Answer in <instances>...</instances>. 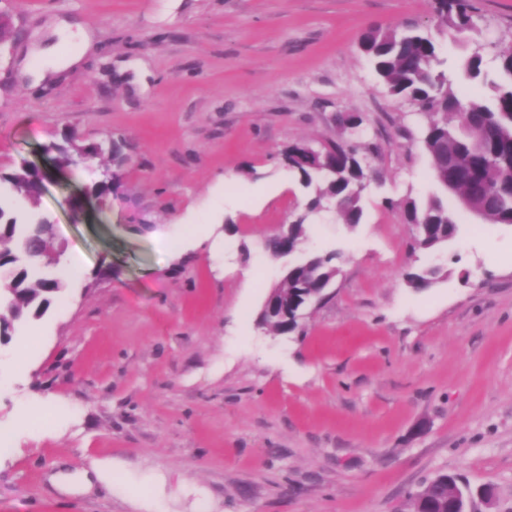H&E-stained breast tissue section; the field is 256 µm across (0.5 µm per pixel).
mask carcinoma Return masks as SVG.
Wrapping results in <instances>:
<instances>
[{
  "instance_id": "1",
  "label": "carcinoma",
  "mask_w": 512,
  "mask_h": 512,
  "mask_svg": "<svg viewBox=\"0 0 512 512\" xmlns=\"http://www.w3.org/2000/svg\"><path fill=\"white\" fill-rule=\"evenodd\" d=\"M436 25L462 40L477 30L469 0H432ZM360 48L368 58L375 77L396 100L414 103L425 117L419 129V141L430 159L435 191L423 199L408 198L400 203L404 221L421 225L414 247L429 250L454 240L459 224L456 210L448 206V196L466 198L469 212L492 224H512V47L498 48L495 57L507 83L492 85V94L480 98L456 85L443 69L439 43L416 28L399 25L371 26L361 35ZM484 56L476 50L463 58L467 76L478 79L484 74ZM308 143L297 142L280 152V161L308 189L305 214L291 228L269 234L261 247L275 257L286 249L298 250L307 237V218L324 205L334 207L342 223L355 227L363 220L359 185L378 177L366 165L365 154H376L379 143L354 144L340 135L325 144L327 162L305 153ZM58 169L68 167L72 154L84 151L92 158L103 154L100 143L67 137L43 146ZM115 181L84 187L83 197L105 203L119 187L129 157L122 143L109 147ZM5 184L3 195L13 203L26 194L29 204L39 197L42 178L33 166H21L0 175ZM52 236L42 217L30 211L24 221L0 202V336L11 340L15 323L38 320L47 311L51 299L64 289L61 277L47 276L42 268L50 253ZM339 256L335 252L316 254L288 267L277 284V298L299 307L305 296L327 287L339 274ZM437 269L406 275L410 287L422 290L433 283ZM274 334L288 333L299 326L274 313L262 318ZM468 502L467 486L458 477L441 474L412 496V512H448V505Z\"/></svg>"
}]
</instances>
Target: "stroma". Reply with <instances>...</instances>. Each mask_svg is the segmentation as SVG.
<instances>
[{"instance_id":"1","label":"stroma","mask_w":512,"mask_h":512,"mask_svg":"<svg viewBox=\"0 0 512 512\" xmlns=\"http://www.w3.org/2000/svg\"><path fill=\"white\" fill-rule=\"evenodd\" d=\"M478 41L512 45V0H473ZM18 39L0 47V172L42 164L64 133L123 141L131 163L106 206L69 200L108 167L52 172L39 212L52 249L85 272L30 324L28 369L0 368V429L32 424L0 456V512H411L434 475L491 486L512 512V226L458 210L455 241L411 247L397 203L434 191L423 118L389 97L359 48L373 24L436 36L459 86L466 46L430 0H0ZM87 32L82 64L31 76L58 28ZM366 118L364 218L311 221L306 249L341 273L297 332L259 321L289 261L260 246L302 210L278 160L295 142ZM440 270L416 290L404 275ZM98 473L90 492L51 481Z\"/></svg>"}]
</instances>
